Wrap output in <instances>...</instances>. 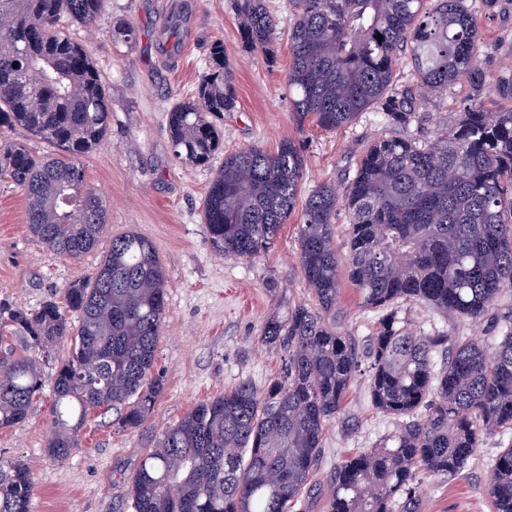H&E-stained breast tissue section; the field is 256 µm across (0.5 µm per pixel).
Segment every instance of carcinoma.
I'll return each mask as SVG.
<instances>
[{
  "label": "carcinoma",
  "instance_id": "carcinoma-1",
  "mask_svg": "<svg viewBox=\"0 0 512 512\" xmlns=\"http://www.w3.org/2000/svg\"><path fill=\"white\" fill-rule=\"evenodd\" d=\"M242 41L265 51L277 21L265 0H235ZM108 0H0V135L19 126L55 152L0 146V180L25 200L32 236L78 259L107 228L106 200L86 183L82 160L103 141L111 106L105 78L60 22L92 28ZM288 95L299 125L325 131L376 105L403 128L421 120L424 96L468 85L454 127L432 138L374 139L344 192L324 183L298 202L304 159L292 140L274 152L249 146L224 156L210 181L202 221L221 256L247 259L275 243L301 207L299 264L313 303L269 318L261 342L284 353L280 379L264 388L241 380L163 429L128 486L133 512H294L312 492L327 424L351 385L367 379L371 403L394 428L336 465L327 512H420V476L451 479L484 438L512 429V314L494 312L512 292V71L487 83L491 52L478 10L500 0H290ZM121 20L109 39L131 45ZM196 92L166 113L174 156L208 165L221 148L216 121L236 108L235 73L224 43ZM406 58L411 83L393 90ZM492 94L496 109L485 97ZM349 215L347 251L336 249L339 208ZM361 307L378 315L364 346L337 325L339 273ZM167 278L153 241L112 237L92 276L37 310L0 302V328L46 351L69 344L57 363L46 452L65 459L97 409L122 428L152 414L162 388L156 348L166 319ZM417 301L500 335L429 334L408 329L399 304ZM42 390L40 366L0 351V428L22 422ZM28 464L0 458V512H31ZM491 512H512V443L489 464Z\"/></svg>",
  "mask_w": 512,
  "mask_h": 512
}]
</instances>
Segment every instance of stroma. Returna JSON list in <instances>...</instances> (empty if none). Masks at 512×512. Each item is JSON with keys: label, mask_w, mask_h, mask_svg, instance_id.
<instances>
[{"label": "stroma", "mask_w": 512, "mask_h": 512, "mask_svg": "<svg viewBox=\"0 0 512 512\" xmlns=\"http://www.w3.org/2000/svg\"><path fill=\"white\" fill-rule=\"evenodd\" d=\"M267 6L279 25L266 53L243 43L233 0H109L95 31L69 29L106 77L112 102L107 134L84 159L88 185L110 203L107 238L97 251L77 261L54 255L30 235L21 192L0 181V301L31 310L61 300L64 288L94 272L109 247V237L137 231L154 242L167 274V315L156 355L164 381L149 422L121 430L115 411L92 412L79 447L58 461L46 453L50 384L68 347L61 344L44 354L10 330L0 329V347L12 348L15 355L42 367L44 388L26 420L0 429V457L26 460L33 468L32 512H132L129 479L165 427L241 380L263 388L280 376L283 352L261 344L259 336L271 315L312 300L298 263L299 217L291 215L275 246L254 258L214 253L201 220L202 203L225 155L249 145L273 151L283 139H292L304 156L301 192L306 195L327 182L344 187L353 178L365 146L396 133L374 107L333 132L313 124L298 125L287 90L291 5L289 0H267ZM174 14L182 18L183 50L171 56L163 45ZM119 20L135 28L133 46L109 41L108 33ZM478 20L485 44L497 49L488 65L493 75L501 62L512 60V17L482 11ZM218 38L235 70L237 106L225 113L221 124L222 154L210 166L197 167L174 158L165 116L168 107L200 82L209 47ZM464 102L460 89L429 99L419 109L421 122L404 129V136L423 139L453 126ZM338 305L343 311L338 325L343 335L361 341L372 334L376 316L360 308L348 280L340 282ZM399 316L427 333L486 335L467 321L419 302L402 303ZM392 428V419L371 405L365 382L354 383L343 420L325 428V453L312 475L316 492L303 496L296 512H325L331 470ZM511 441L507 433L487 437L474 465L453 479L423 476L418 488L420 512H490L486 465Z\"/></svg>", "instance_id": "obj_1"}]
</instances>
